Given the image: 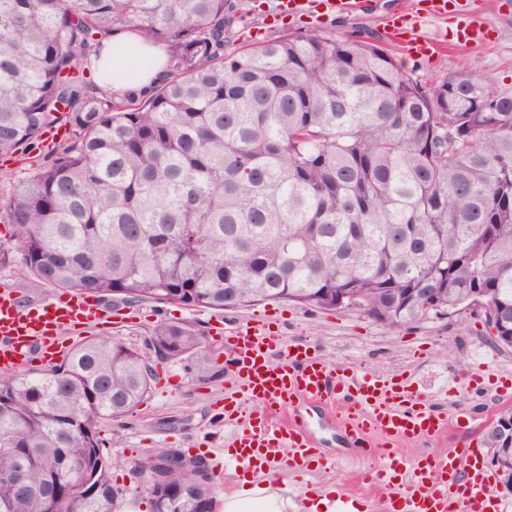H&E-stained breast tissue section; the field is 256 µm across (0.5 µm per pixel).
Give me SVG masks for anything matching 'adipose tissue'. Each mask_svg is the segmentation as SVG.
Masks as SVG:
<instances>
[{
	"label": "adipose tissue",
	"instance_id": "ef3b65f1",
	"mask_svg": "<svg viewBox=\"0 0 512 512\" xmlns=\"http://www.w3.org/2000/svg\"><path fill=\"white\" fill-rule=\"evenodd\" d=\"M89 59L102 91L117 97L148 91L165 74L169 55L164 44L137 32H109L99 38ZM221 512H286L288 503L252 486L226 495Z\"/></svg>",
	"mask_w": 512,
	"mask_h": 512
}]
</instances>
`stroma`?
I'll list each match as a JSON object with an SVG mask.
<instances>
[{
  "label": "stroma",
  "instance_id": "1",
  "mask_svg": "<svg viewBox=\"0 0 512 512\" xmlns=\"http://www.w3.org/2000/svg\"><path fill=\"white\" fill-rule=\"evenodd\" d=\"M279 2L258 0L257 10L236 26L241 44L256 45L286 28L321 27L342 34L364 27L385 37L397 63L420 80L431 83L464 72L495 92L512 94V0H459L456 13L425 19L399 41L389 35L388 18L421 14L423 0H368L367 8L343 19L309 13L283 24L272 19ZM477 25L488 30V38L458 41L461 29ZM424 40L440 41L443 47L430 62L418 63L411 46ZM123 311L125 322L75 331L69 334L68 345L102 335L138 348L150 358L154 352L146 342L157 325L189 320L204 340L206 355L164 363L150 397L133 414L100 425L99 434L112 459V482L121 492L119 512H150L139 473L140 463L150 456L168 449L206 462L228 456L233 429L224 423L222 406L232 386L224 379V357L213 338V327L220 319L228 323L265 319L274 322L286 342L307 344L311 353L327 362L358 373L411 379L433 409L450 417L451 425L447 433L435 438L412 445L393 444V451L403 455L436 456L451 448H482L487 425L505 408L495 388L501 377L512 374V348L496 346L481 317L469 311L400 328L381 324L361 309L328 311L273 301L221 313L156 303L127 305ZM478 349L484 353L486 384L472 391L465 374L471 371L472 354ZM446 382L451 383L452 394L442 392ZM297 409L311 415L315 424L319 462L307 471L257 469L251 473L254 482L268 484L298 506L314 487L337 510L343 500L354 499L365 512H384L385 490L364 478L383 455V448L358 454L343 437L339 408L302 402Z\"/></svg>",
  "mask_w": 512,
  "mask_h": 512
}]
</instances>
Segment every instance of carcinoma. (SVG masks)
Returning a JSON list of instances; mask_svg holds the SVG:
<instances>
[{
	"label": "carcinoma",
	"instance_id": "1",
	"mask_svg": "<svg viewBox=\"0 0 512 512\" xmlns=\"http://www.w3.org/2000/svg\"><path fill=\"white\" fill-rule=\"evenodd\" d=\"M252 0H0V157L14 185L0 267L124 303L224 310L354 306L397 328L410 288H483L512 326V95L403 70L361 28L225 51ZM170 48L167 78L114 98L85 77L97 36ZM70 126L55 147L49 131ZM198 354L187 321L149 339ZM156 369L90 337L37 374L0 372V512H114L98 427L134 413ZM24 463L22 484L10 479ZM151 512H212V478L160 466Z\"/></svg>",
	"mask_w": 512,
	"mask_h": 512
}]
</instances>
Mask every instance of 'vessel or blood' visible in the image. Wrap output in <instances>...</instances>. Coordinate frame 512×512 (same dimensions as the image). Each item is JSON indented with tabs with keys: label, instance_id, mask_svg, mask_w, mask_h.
I'll use <instances>...</instances> for the list:
<instances>
[{
	"label": "vessel or blood",
	"instance_id": "1",
	"mask_svg": "<svg viewBox=\"0 0 512 512\" xmlns=\"http://www.w3.org/2000/svg\"><path fill=\"white\" fill-rule=\"evenodd\" d=\"M107 315L93 297L65 292L24 309L11 291L1 289L0 368L53 360L62 351L64 334ZM217 342L224 348L227 373L241 383L238 395L224 400V421L235 428L229 460L242 469L307 470L317 461L310 424L293 408L298 400L343 409L345 437L366 452L375 439L419 441L448 427L447 417L408 380L329 365L306 344L284 345L270 322L224 326ZM370 477L387 492L386 512H512V504L495 493L474 448L433 460L390 452Z\"/></svg>",
	"mask_w": 512,
	"mask_h": 512
}]
</instances>
